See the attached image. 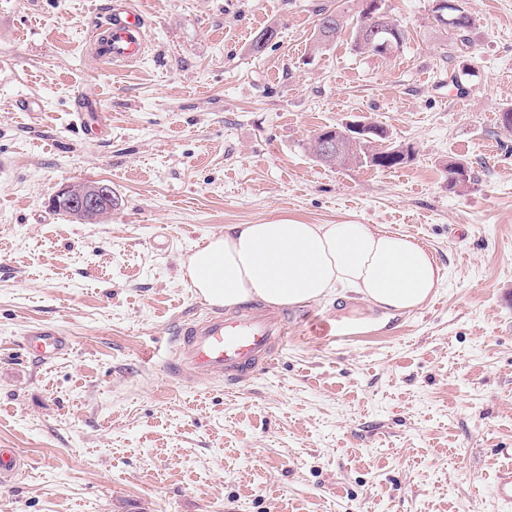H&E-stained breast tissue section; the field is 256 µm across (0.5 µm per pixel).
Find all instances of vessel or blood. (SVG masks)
<instances>
[{
  "mask_svg": "<svg viewBox=\"0 0 512 512\" xmlns=\"http://www.w3.org/2000/svg\"><path fill=\"white\" fill-rule=\"evenodd\" d=\"M146 19L135 8L109 13L93 36L95 55L125 66L140 61L148 48ZM286 313L251 305L235 313L216 306L202 319H184L171 340L167 367L171 376L190 383L200 378L239 385L268 370L288 340ZM29 346L44 361L67 355L72 345L51 328L31 332ZM504 512H512V466L494 483Z\"/></svg>",
  "mask_w": 512,
  "mask_h": 512,
  "instance_id": "vessel-or-blood-1",
  "label": "vessel or blood"
}]
</instances>
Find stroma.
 <instances>
[{"label":"stroma","instance_id":"obj_1","mask_svg":"<svg viewBox=\"0 0 512 512\" xmlns=\"http://www.w3.org/2000/svg\"><path fill=\"white\" fill-rule=\"evenodd\" d=\"M125 0H0V448L26 462L0 512H502L512 448V0H462L468 43L431 0H387L408 32L386 58L349 33L313 48L319 12L362 0H133L138 65L89 34ZM278 36L260 55V30ZM36 100L37 111L21 109ZM96 101L109 138L85 136ZM370 121L399 167L328 166L323 127ZM470 182L448 185L449 162ZM102 182L118 201L79 224L48 205ZM350 221L414 238L443 285L420 308L311 303L274 364L231 388L171 377L162 350L208 305L186 261L228 224ZM168 245L157 248L160 237ZM306 307L293 306L294 314ZM69 336L43 363L24 338ZM495 495L504 511L512 509V466L501 470L494 483Z\"/></svg>","mask_w":512,"mask_h":512}]
</instances>
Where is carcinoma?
<instances>
[{
	"label": "carcinoma",
	"mask_w": 512,
	"mask_h": 512,
	"mask_svg": "<svg viewBox=\"0 0 512 512\" xmlns=\"http://www.w3.org/2000/svg\"><path fill=\"white\" fill-rule=\"evenodd\" d=\"M452 6L444 11L447 25L442 31L455 37L469 33L475 26V19L464 9L459 0H449ZM317 27L323 28V33L316 36L315 48L321 49L336 40L337 34L345 29L351 30V49L357 54L381 55L378 47L388 43L390 49H400L405 40L406 32L399 22L389 15L387 7H382V14L370 19L365 10H360L357 16L349 17L335 10L321 13ZM277 33L266 29L255 36L251 50L254 54H262L268 43L273 41ZM371 149L364 141L343 140L339 152L333 154L329 164L341 165L346 163L368 164L379 168L391 169L408 160L411 150L401 147H389L379 150L380 162L370 158Z\"/></svg>",
	"instance_id": "cac0c4a2"
}]
</instances>
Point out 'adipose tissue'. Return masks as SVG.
I'll return each mask as SVG.
<instances>
[{
  "mask_svg": "<svg viewBox=\"0 0 512 512\" xmlns=\"http://www.w3.org/2000/svg\"><path fill=\"white\" fill-rule=\"evenodd\" d=\"M193 285L227 308L317 302L344 291L370 307L422 306L443 276L432 252L412 237L369 224H305L278 219L231 224L188 256Z\"/></svg>",
  "mask_w": 512,
  "mask_h": 512,
  "instance_id": "ef3b65f1",
  "label": "adipose tissue"
}]
</instances>
